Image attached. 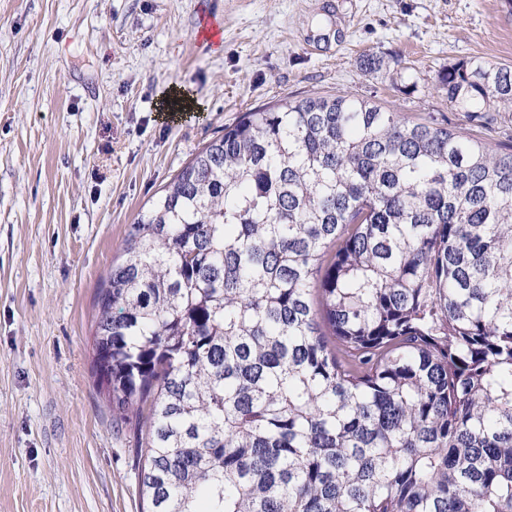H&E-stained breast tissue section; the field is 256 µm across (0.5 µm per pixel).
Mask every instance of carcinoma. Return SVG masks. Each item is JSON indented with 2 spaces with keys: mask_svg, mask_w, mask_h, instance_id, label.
<instances>
[{
  "mask_svg": "<svg viewBox=\"0 0 512 512\" xmlns=\"http://www.w3.org/2000/svg\"><path fill=\"white\" fill-rule=\"evenodd\" d=\"M439 88L512 112L506 65ZM95 308L147 512H512V152L354 94L253 109L129 225Z\"/></svg>",
  "mask_w": 512,
  "mask_h": 512,
  "instance_id": "cac0c4a2",
  "label": "carcinoma"
}]
</instances>
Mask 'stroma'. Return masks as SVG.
Listing matches in <instances>:
<instances>
[{"label":"stroma","instance_id":"stroma-1","mask_svg":"<svg viewBox=\"0 0 512 512\" xmlns=\"http://www.w3.org/2000/svg\"><path fill=\"white\" fill-rule=\"evenodd\" d=\"M472 57L512 66L507 0H0V512H144L95 298L186 162L243 112L346 93L512 151L507 114L478 125L438 88ZM176 88L198 109L167 120Z\"/></svg>","mask_w":512,"mask_h":512}]
</instances>
